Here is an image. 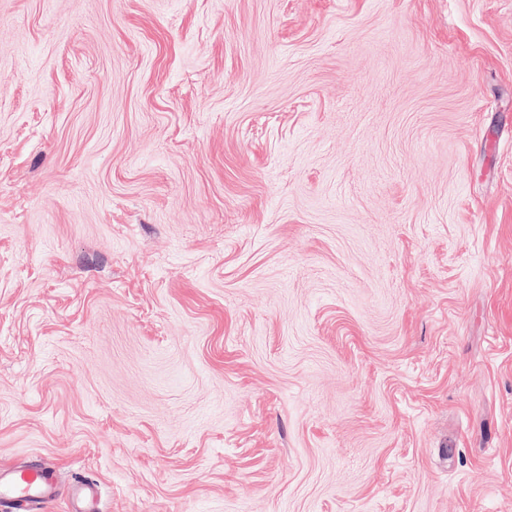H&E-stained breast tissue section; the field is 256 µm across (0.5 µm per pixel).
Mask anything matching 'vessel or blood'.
<instances>
[{
  "instance_id": "1",
  "label": "vessel or blood",
  "mask_w": 512,
  "mask_h": 512,
  "mask_svg": "<svg viewBox=\"0 0 512 512\" xmlns=\"http://www.w3.org/2000/svg\"><path fill=\"white\" fill-rule=\"evenodd\" d=\"M57 474L45 465L0 471V512H41L56 496ZM96 481L77 480L71 487L69 512H99Z\"/></svg>"
}]
</instances>
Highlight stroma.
<instances>
[{"mask_svg": "<svg viewBox=\"0 0 512 512\" xmlns=\"http://www.w3.org/2000/svg\"><path fill=\"white\" fill-rule=\"evenodd\" d=\"M102 512H512V0H0V470ZM99 487L96 481L77 480L71 486L69 512H98Z\"/></svg>", "mask_w": 512, "mask_h": 512, "instance_id": "obj_1", "label": "stroma"}]
</instances>
